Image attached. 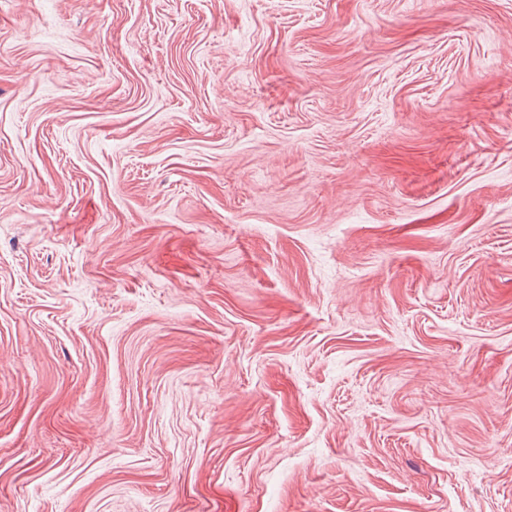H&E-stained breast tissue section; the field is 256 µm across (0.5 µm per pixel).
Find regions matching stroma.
Instances as JSON below:
<instances>
[{
    "mask_svg": "<svg viewBox=\"0 0 512 512\" xmlns=\"http://www.w3.org/2000/svg\"><path fill=\"white\" fill-rule=\"evenodd\" d=\"M0 512H512V0H0Z\"/></svg>",
    "mask_w": 512,
    "mask_h": 512,
    "instance_id": "1",
    "label": "stroma"
}]
</instances>
